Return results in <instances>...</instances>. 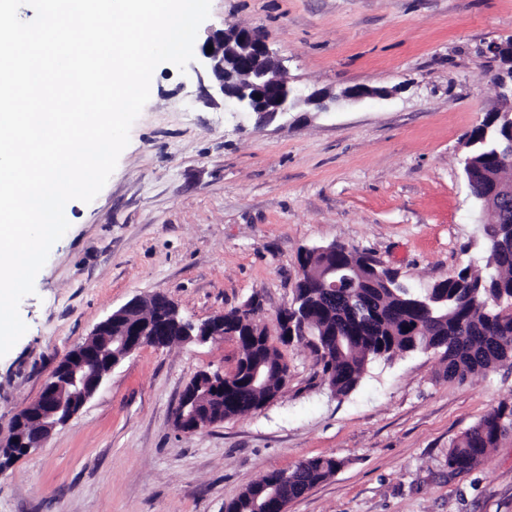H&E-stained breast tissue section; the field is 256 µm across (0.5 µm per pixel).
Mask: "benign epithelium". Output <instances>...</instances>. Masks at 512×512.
Listing matches in <instances>:
<instances>
[{
  "instance_id": "obj_1",
  "label": "benign epithelium",
  "mask_w": 512,
  "mask_h": 512,
  "mask_svg": "<svg viewBox=\"0 0 512 512\" xmlns=\"http://www.w3.org/2000/svg\"><path fill=\"white\" fill-rule=\"evenodd\" d=\"M212 52H206L208 46ZM199 61L214 79L215 91L240 110L269 121L276 114L293 112L303 105L326 110L339 98L359 100L386 98L390 91L356 85L340 94L327 91L304 95L290 85L286 68L265 38L255 28L229 23L211 29L199 47ZM329 256L336 244L305 249L298 259L297 288L317 286L324 296L340 288L357 287L354 276L340 268L323 265L313 275L304 260L308 252ZM295 302L275 314L276 335L286 339L312 336L308 323L294 315ZM260 305L251 300L237 308L236 316L250 323L260 322ZM220 312L195 323L181 316L178 306L162 293L135 297L99 322L89 337L72 349L48 374L39 396L16 414L7 440L1 448H18L27 455L43 447L53 432L68 424L100 389L105 377L127 356L144 346L162 348L172 336L184 341L206 343L224 340V316ZM232 374L201 371L184 389L176 408V430L193 434L224 422V386ZM288 472L270 486L268 497L279 512H286Z\"/></svg>"
}]
</instances>
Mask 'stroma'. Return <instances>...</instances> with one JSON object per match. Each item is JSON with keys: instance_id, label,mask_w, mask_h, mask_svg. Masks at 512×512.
Instances as JSON below:
<instances>
[{"instance_id": "35a3bbf8", "label": "stroma", "mask_w": 512, "mask_h": 512, "mask_svg": "<svg viewBox=\"0 0 512 512\" xmlns=\"http://www.w3.org/2000/svg\"><path fill=\"white\" fill-rule=\"evenodd\" d=\"M258 28L303 93L366 85L384 100L267 123L215 95L197 61L156 67L108 182L70 201V227L20 303L0 357V435L54 366L113 311L167 295L204 320L252 296L272 322L307 247L368 252L414 288L485 255L465 136L497 104L480 52L512 38V0H211L206 29ZM288 386L261 410L195 434L174 411L203 370L231 372L233 339L146 346L125 358L43 448L0 473V512H224L301 460L342 467L288 512H512V440L449 474L451 442L500 402L512 368L451 382L440 354L375 361L334 395L312 348L283 346Z\"/></svg>"}]
</instances>
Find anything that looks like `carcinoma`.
<instances>
[{
    "mask_svg": "<svg viewBox=\"0 0 512 512\" xmlns=\"http://www.w3.org/2000/svg\"><path fill=\"white\" fill-rule=\"evenodd\" d=\"M470 147L463 159L466 180L479 191L475 201L492 212L484 225L486 260L483 266L468 265L454 275L426 288H403L372 279L368 270L371 256L357 248L337 245L336 256H308L318 266L325 261L349 266L357 273L358 287L342 294L334 308L309 302L310 288L298 289L297 298L310 303L308 323L316 333L308 344L322 364V375L334 393L353 391L370 364L397 353L433 349L441 354L445 375L462 383L503 366L512 367V207L508 220L501 221V207L485 198L494 182H511L512 169L499 164L498 155L512 147V126L507 116L494 112L469 134ZM489 296L503 299L501 306H484ZM241 357L237 379L224 398V417L233 418L280 396L286 389L280 376L284 357L258 326L234 325ZM258 366L265 373L264 384L246 381L247 368ZM512 437V402L502 401L449 446L448 471L459 473L478 465L489 451ZM341 461L317 457L304 461L293 471L295 495L323 482L336 473ZM277 478L273 471L246 487L225 505V512H274L266 502L265 488Z\"/></svg>",
    "mask_w": 512,
    "mask_h": 512,
    "instance_id": "obj_1",
    "label": "carcinoma"
}]
</instances>
